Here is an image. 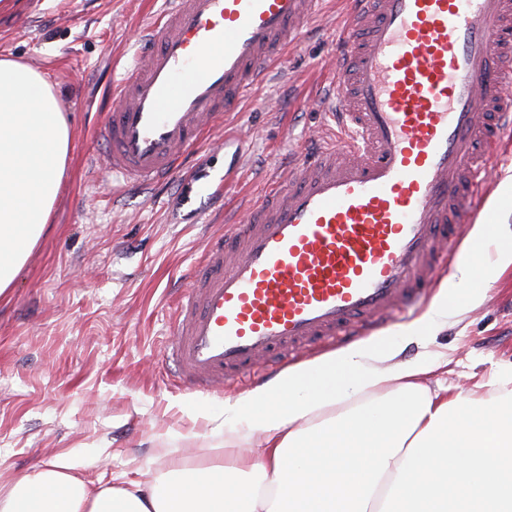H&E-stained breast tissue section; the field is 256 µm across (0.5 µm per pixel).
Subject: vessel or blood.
<instances>
[{
    "instance_id": "1",
    "label": "vessel or blood",
    "mask_w": 512,
    "mask_h": 512,
    "mask_svg": "<svg viewBox=\"0 0 512 512\" xmlns=\"http://www.w3.org/2000/svg\"><path fill=\"white\" fill-rule=\"evenodd\" d=\"M320 0H170L112 87L103 165L144 190L203 148ZM337 143L297 158L206 245L165 354L190 389L384 324L430 288L478 216L512 132V0H349Z\"/></svg>"
}]
</instances>
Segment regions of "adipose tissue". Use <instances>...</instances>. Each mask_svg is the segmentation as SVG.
Here are the masks:
<instances>
[{
  "label": "adipose tissue",
  "instance_id": "1",
  "mask_svg": "<svg viewBox=\"0 0 512 512\" xmlns=\"http://www.w3.org/2000/svg\"><path fill=\"white\" fill-rule=\"evenodd\" d=\"M70 138L48 75L0 56L2 297L50 222ZM468 242L497 243L496 262L460 260L403 342L426 345L512 266L496 225H474ZM399 345L361 340L225 401L223 441L157 480H85L59 455L0 486V512H512V371L477 400L436 380L446 360H404Z\"/></svg>",
  "mask_w": 512,
  "mask_h": 512
}]
</instances>
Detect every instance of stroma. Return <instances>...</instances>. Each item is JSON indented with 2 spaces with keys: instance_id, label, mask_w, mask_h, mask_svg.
<instances>
[{
  "instance_id": "stroma-1",
  "label": "stroma",
  "mask_w": 512,
  "mask_h": 512,
  "mask_svg": "<svg viewBox=\"0 0 512 512\" xmlns=\"http://www.w3.org/2000/svg\"><path fill=\"white\" fill-rule=\"evenodd\" d=\"M166 0H10L0 7V55L46 71L71 130L67 186L48 232L0 299V484L74 455L76 474H164L169 449L201 455L224 436V402L267 381L259 372L212 392L180 386L164 356L171 323L225 212L256 200L314 131L332 138L319 105L333 86L348 0H323L285 62L227 113L216 135L169 183L134 193L101 165L94 136L113 110L115 82L136 60L139 34ZM233 185L209 200L204 168ZM448 356L447 380L482 384L512 369V266L484 304L449 316L428 346Z\"/></svg>"
}]
</instances>
